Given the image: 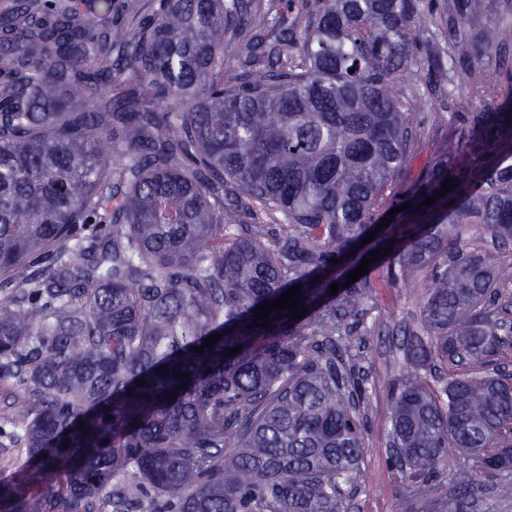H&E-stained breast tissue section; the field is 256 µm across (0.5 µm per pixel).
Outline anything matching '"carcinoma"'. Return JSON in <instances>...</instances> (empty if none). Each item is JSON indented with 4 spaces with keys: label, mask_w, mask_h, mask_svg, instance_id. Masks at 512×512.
<instances>
[{
    "label": "carcinoma",
    "mask_w": 512,
    "mask_h": 512,
    "mask_svg": "<svg viewBox=\"0 0 512 512\" xmlns=\"http://www.w3.org/2000/svg\"><path fill=\"white\" fill-rule=\"evenodd\" d=\"M420 6L158 0L148 17L137 0H16L0 14V381L30 473L0 478V512H340L364 435L343 322L372 288L343 287L345 263L407 164ZM454 9L467 26L442 35L487 58L457 87L511 94L512 20L479 23L486 0ZM465 122L405 191L418 219L383 228L394 248L371 264L421 274L408 353L455 368L439 390L409 373L391 416L394 475L445 472L455 512L512 469V376L470 371L512 344L503 295L461 245L470 228L512 244V99ZM245 215L275 238L242 231ZM295 285L298 306L255 317Z\"/></svg>",
    "instance_id": "carcinoma-1"
}]
</instances>
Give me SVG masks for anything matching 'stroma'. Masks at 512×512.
I'll return each instance as SVG.
<instances>
[{"instance_id":"35a3bbf8","label":"stroma","mask_w":512,"mask_h":512,"mask_svg":"<svg viewBox=\"0 0 512 512\" xmlns=\"http://www.w3.org/2000/svg\"><path fill=\"white\" fill-rule=\"evenodd\" d=\"M450 0H422L418 31L417 62L407 83V93L415 107L411 133V154L406 168L397 177L391 192L405 190L429 167L435 154L458 141L465 132L462 117L478 107L448 80V71L458 53L453 49L435 50L436 29L433 16L443 15ZM469 250L480 253L502 280L503 294L512 297V249L501 250L491 235L466 232ZM373 290L364 313L350 318L353 335L363 344L362 364L367 374L361 413L366 424L365 451L361 473L354 486L345 488V512H448L445 490L428 499L409 496L390 469L388 432L392 392L375 386L377 376L392 380L406 373L401 339L405 331L416 328L420 303L409 292V281L391 280L385 269L371 271Z\"/></svg>"}]
</instances>
